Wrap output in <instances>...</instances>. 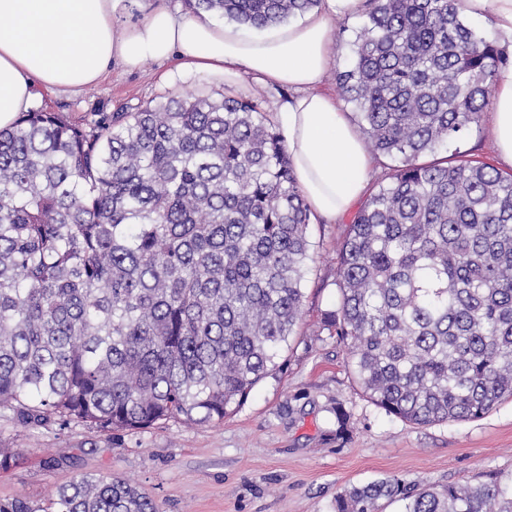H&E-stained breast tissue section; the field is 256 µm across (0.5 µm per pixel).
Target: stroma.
Here are the masks:
<instances>
[{"label": "stroma", "instance_id": "obj_1", "mask_svg": "<svg viewBox=\"0 0 512 512\" xmlns=\"http://www.w3.org/2000/svg\"><path fill=\"white\" fill-rule=\"evenodd\" d=\"M175 61L113 67L76 94L42 95L38 107L87 126L170 96L231 94L270 105L278 93L242 80L228 87L201 73L166 82ZM464 156L508 172L491 136V117L449 143ZM350 217L311 220V258L303 282V317L279 367L219 424L169 421L134 431L100 432L85 424L23 426L0 412V448L22 452L0 471V500L43 501L86 474L129 480L161 512H335L338 493L391 477L407 485L488 483L512 474V400L477 420L414 425L387 415L357 385L347 349L322 327L338 303L337 248ZM56 457L47 466V457Z\"/></svg>", "mask_w": 512, "mask_h": 512}]
</instances>
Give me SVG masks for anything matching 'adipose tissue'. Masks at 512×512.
<instances>
[{"mask_svg":"<svg viewBox=\"0 0 512 512\" xmlns=\"http://www.w3.org/2000/svg\"><path fill=\"white\" fill-rule=\"evenodd\" d=\"M134 4L140 19L117 30L116 15ZM463 7L490 19L512 51V0H463ZM364 8L365 0H320L298 22L252 37L167 0H0V128L29 111L37 91L79 92L115 64L132 71L174 58L180 72H205L230 85L249 77L287 89L272 111L297 186L312 214L334 220L359 201L373 171L348 111L321 90L336 57V21ZM490 112L496 152L512 166V66L497 74Z\"/></svg>","mask_w":512,"mask_h":512,"instance_id":"obj_1","label":"adipose tissue"}]
</instances>
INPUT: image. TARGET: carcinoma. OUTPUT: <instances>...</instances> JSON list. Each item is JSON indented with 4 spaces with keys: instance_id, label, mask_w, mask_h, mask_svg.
I'll return each mask as SVG.
<instances>
[{
    "instance_id": "obj_1",
    "label": "carcinoma",
    "mask_w": 512,
    "mask_h": 512,
    "mask_svg": "<svg viewBox=\"0 0 512 512\" xmlns=\"http://www.w3.org/2000/svg\"><path fill=\"white\" fill-rule=\"evenodd\" d=\"M264 28L318 0H185ZM336 85L367 150L395 162L338 249L322 319L387 414L469 421L512 398V175L418 163L478 126L505 58L462 0H367ZM311 211L255 99L169 97L80 128L41 108L0 129V410L24 426L214 424L279 368L302 315ZM512 512V477L405 492L384 478L336 512ZM0 512H160L83 474Z\"/></svg>"
}]
</instances>
